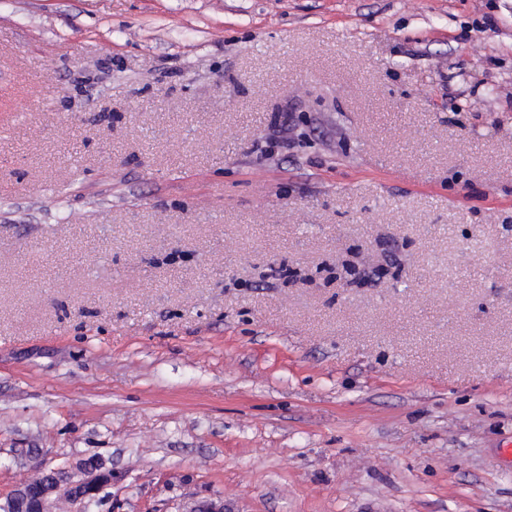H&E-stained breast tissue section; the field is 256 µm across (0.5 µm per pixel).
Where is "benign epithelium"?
<instances>
[{
	"instance_id": "1",
	"label": "benign epithelium",
	"mask_w": 512,
	"mask_h": 512,
	"mask_svg": "<svg viewBox=\"0 0 512 512\" xmlns=\"http://www.w3.org/2000/svg\"><path fill=\"white\" fill-rule=\"evenodd\" d=\"M79 469L82 476L77 479L65 467L43 468L38 494L31 496L29 484L24 483L0 501V512H51L52 498L58 495L64 496L77 512H83L112 485V470L93 459L79 464Z\"/></svg>"
}]
</instances>
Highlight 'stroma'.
I'll use <instances>...</instances> for the list:
<instances>
[{
  "label": "stroma",
  "mask_w": 512,
  "mask_h": 512,
  "mask_svg": "<svg viewBox=\"0 0 512 512\" xmlns=\"http://www.w3.org/2000/svg\"><path fill=\"white\" fill-rule=\"evenodd\" d=\"M512 0H0V498L512 512ZM83 476L78 479L65 467H45L39 476L42 482L35 498L29 493V483H24L1 498L4 512H51L54 496L62 495L77 512L99 499L100 494L112 484V470L105 469L98 460H86L79 464Z\"/></svg>",
  "instance_id": "stroma-1"
}]
</instances>
